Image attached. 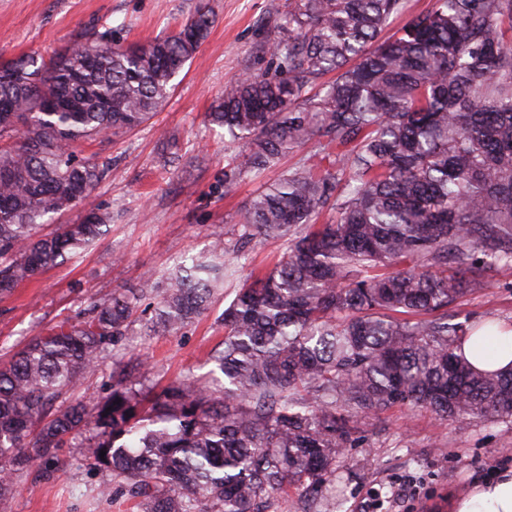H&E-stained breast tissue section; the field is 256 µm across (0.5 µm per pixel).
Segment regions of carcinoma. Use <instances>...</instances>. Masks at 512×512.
<instances>
[{"instance_id": "cac0c4a2", "label": "carcinoma", "mask_w": 512, "mask_h": 512, "mask_svg": "<svg viewBox=\"0 0 512 512\" xmlns=\"http://www.w3.org/2000/svg\"><path fill=\"white\" fill-rule=\"evenodd\" d=\"M289 5L268 11L274 71L230 78L206 115L234 149L226 194L303 152L239 212L241 244L286 247L221 314V396L190 379L155 393L145 366L115 363L107 396L60 404L126 335L154 276L96 298L0 365V502L29 466L59 470L75 437L79 466L110 472L91 495L124 493L140 512H270L291 488L318 491L356 447L351 418L399 405L512 423V368L455 354L473 329L448 322L486 269L512 265V0H436L380 43L404 0ZM214 23L200 5L144 45L104 32L0 64V296L108 233L100 208L37 229L110 170L78 143L148 121ZM233 272L220 241L178 267L145 334L203 315Z\"/></svg>"}]
</instances>
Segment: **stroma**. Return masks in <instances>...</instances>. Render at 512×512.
<instances>
[{
    "instance_id": "stroma-1",
    "label": "stroma",
    "mask_w": 512,
    "mask_h": 512,
    "mask_svg": "<svg viewBox=\"0 0 512 512\" xmlns=\"http://www.w3.org/2000/svg\"><path fill=\"white\" fill-rule=\"evenodd\" d=\"M203 1L216 22L160 112L132 131L80 146V155L99 153L112 167L89 197L39 232H56L96 208L111 210V228L81 254L0 298V363L34 336L77 322L92 299L138 288L145 272L163 274L209 252L218 239L234 246L244 203L299 159L293 153L261 175H246L235 194L225 196L224 140L205 122L227 80L248 66L271 67L269 0H0V62L47 55L105 31L114 42L144 44L177 29ZM485 279V286L450 305L449 314L459 322L511 327L512 266L488 270ZM234 296V288L223 289L204 315L174 336L146 338L130 330L87 374L77 398L105 396L116 359H139L160 386L205 376L224 340L219 316ZM354 434L361 445L337 455L326 492L291 490L278 512H452L475 484L512 470V424L443 421L423 408L397 406L355 423ZM76 455L75 448H64L53 477L22 476L0 512H136L128 497L99 502L88 496L87 487L106 475L79 468Z\"/></svg>"
}]
</instances>
